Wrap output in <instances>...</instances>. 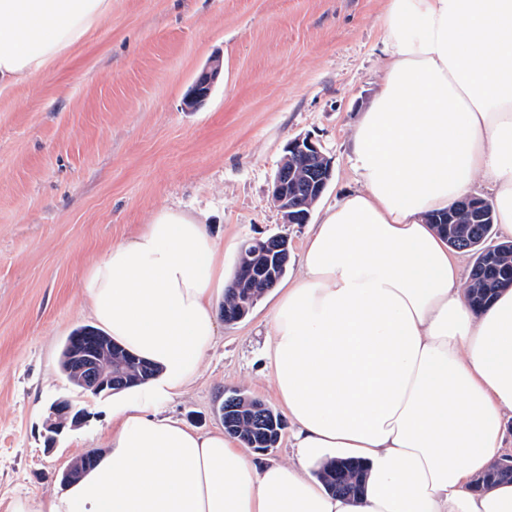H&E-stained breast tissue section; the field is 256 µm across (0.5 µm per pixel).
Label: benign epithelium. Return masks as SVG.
I'll return each instance as SVG.
<instances>
[{"mask_svg":"<svg viewBox=\"0 0 512 512\" xmlns=\"http://www.w3.org/2000/svg\"><path fill=\"white\" fill-rule=\"evenodd\" d=\"M222 64L211 61L190 88L186 106L195 109L210 95L213 84L219 78ZM284 161L276 172L272 197L285 224H306L310 212L295 204L296 198L306 194L319 199L333 175V161L323 149L309 137H297L288 142ZM305 166V175L298 178L296 165ZM288 238L274 235L268 238H254L244 243L238 254V276L234 287L256 288L277 280L288 265ZM112 341L103 336L84 337V341L69 342L64 360L69 370L78 374L80 383L88 390L99 394L112 392ZM87 413L75 412L67 400L54 402L49 410L47 442L53 443L56 435L66 426L73 428L82 425Z\"/></svg>","mask_w":512,"mask_h":512,"instance_id":"1","label":"benign epithelium"}]
</instances>
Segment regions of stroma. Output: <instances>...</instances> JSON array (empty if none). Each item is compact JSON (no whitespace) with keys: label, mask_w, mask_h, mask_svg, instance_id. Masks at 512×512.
<instances>
[{"label":"stroma","mask_w":512,"mask_h":512,"mask_svg":"<svg viewBox=\"0 0 512 512\" xmlns=\"http://www.w3.org/2000/svg\"><path fill=\"white\" fill-rule=\"evenodd\" d=\"M388 0H112V14L37 84L0 93V512L14 498L62 491L61 476L107 445L126 393L72 385L59 357L73 331L94 325L82 290L89 267L173 208L198 217L232 275L241 244L283 235L288 278L299 273L309 224L361 190L350 139L386 72L381 18ZM206 102L188 90L211 60ZM318 140L333 178L309 224H286L271 186L285 146ZM279 297L219 323L196 377L163 408L202 433L223 430L224 393L268 406L261 348ZM88 419L45 435L50 405ZM221 71L222 64L217 59L207 65L187 94L186 106L189 109H196L203 104L210 95L213 84L219 78Z\"/></svg>","instance_id":"obj_1"}]
</instances>
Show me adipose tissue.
I'll return each instance as SVG.
<instances>
[{"label":"adipose tissue","mask_w":512,"mask_h":512,"mask_svg":"<svg viewBox=\"0 0 512 512\" xmlns=\"http://www.w3.org/2000/svg\"><path fill=\"white\" fill-rule=\"evenodd\" d=\"M111 11L0 0V88L46 75ZM384 27L386 74L351 136L363 188L311 225L263 349L288 462L161 414L210 349L224 277L203 223L164 210L82 282L98 323L159 377L114 412L93 468L11 512H512V483L472 486L512 413V289L474 311L426 220L482 176L512 236V0H390ZM336 458L364 463L359 498L318 479Z\"/></svg>","instance_id":"ef3b65f1"}]
</instances>
